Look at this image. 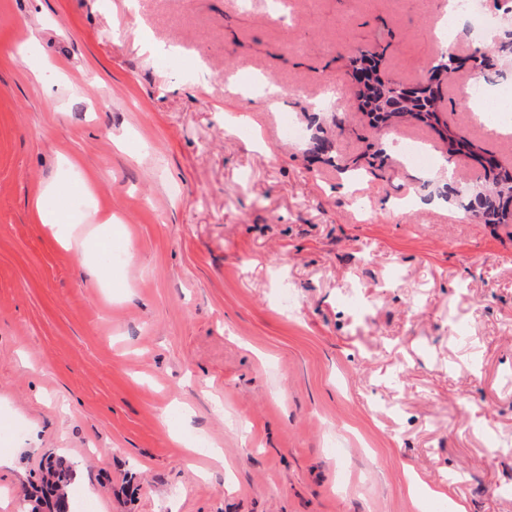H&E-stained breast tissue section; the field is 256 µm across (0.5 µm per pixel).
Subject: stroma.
<instances>
[{
    "label": "stroma",
    "instance_id": "1",
    "mask_svg": "<svg viewBox=\"0 0 512 512\" xmlns=\"http://www.w3.org/2000/svg\"><path fill=\"white\" fill-rule=\"evenodd\" d=\"M499 2L482 0L495 26L449 37L489 56L493 96L512 92ZM447 4L0 0V512H30L50 456L96 512H448L416 509L412 473L512 512V455L496 452L512 434V223H478L404 166L393 141L441 160L444 141L405 118L376 135L349 62L367 47L383 78L423 84ZM472 76L437 83L442 122L472 144L460 188L485 158L512 170V135L465 106ZM334 112L326 135L359 179L283 135L282 114ZM55 180L68 196L48 206L116 219L88 256L33 217ZM123 237L135 264L98 277ZM199 434L223 462L192 449Z\"/></svg>",
    "mask_w": 512,
    "mask_h": 512
}]
</instances>
